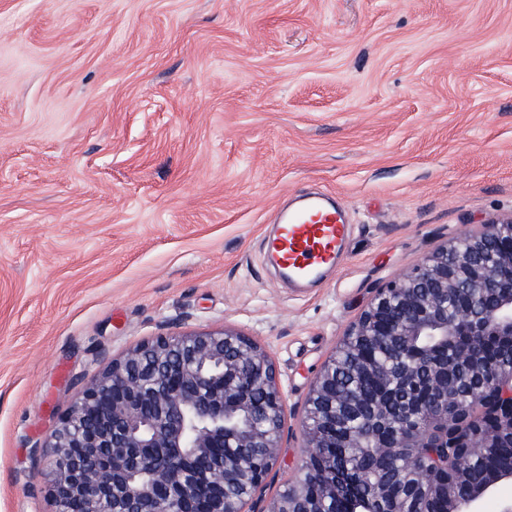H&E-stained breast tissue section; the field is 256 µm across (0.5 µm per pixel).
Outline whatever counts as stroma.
<instances>
[{
    "label": "stroma",
    "mask_w": 512,
    "mask_h": 512,
    "mask_svg": "<svg viewBox=\"0 0 512 512\" xmlns=\"http://www.w3.org/2000/svg\"><path fill=\"white\" fill-rule=\"evenodd\" d=\"M337 197L348 256L286 286L279 209ZM512 214V0H0V512H54L36 452L143 340L230 328L286 398L375 288Z\"/></svg>",
    "instance_id": "35a3bbf8"
}]
</instances>
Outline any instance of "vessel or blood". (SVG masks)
I'll list each match as a JSON object with an SVG mask.
<instances>
[{
    "label": "vessel or blood",
    "instance_id": "obj_1",
    "mask_svg": "<svg viewBox=\"0 0 512 512\" xmlns=\"http://www.w3.org/2000/svg\"><path fill=\"white\" fill-rule=\"evenodd\" d=\"M350 231L342 211L315 194L282 215L266 249L290 285L306 288L322 282L336 268Z\"/></svg>",
    "mask_w": 512,
    "mask_h": 512
}]
</instances>
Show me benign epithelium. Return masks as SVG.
Segmentation results:
<instances>
[{"label": "benign epithelium", "instance_id": "benign-epithelium-1", "mask_svg": "<svg viewBox=\"0 0 512 512\" xmlns=\"http://www.w3.org/2000/svg\"><path fill=\"white\" fill-rule=\"evenodd\" d=\"M366 338L399 359L380 361ZM499 338L512 355V215H491L436 246L376 289L313 380L301 419L304 450L290 497L265 498L278 461L285 399L276 366L231 329L156 336L112 361L42 444L55 512H410L411 483L439 512H481L512 466L475 480L468 458L512 447V362L487 361ZM376 380L377 406L342 444L350 460L321 468L330 429L357 394L336 369ZM246 485L249 496L230 490Z\"/></svg>", "mask_w": 512, "mask_h": 512}]
</instances>
